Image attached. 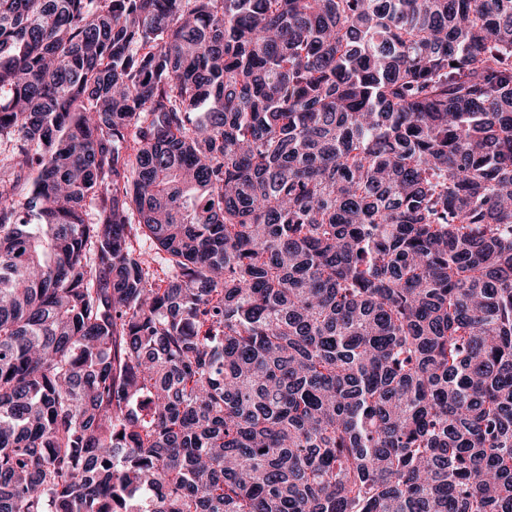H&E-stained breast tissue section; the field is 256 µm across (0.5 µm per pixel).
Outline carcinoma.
I'll use <instances>...</instances> for the list:
<instances>
[{"label":"carcinoma","mask_w":512,"mask_h":512,"mask_svg":"<svg viewBox=\"0 0 512 512\" xmlns=\"http://www.w3.org/2000/svg\"><path fill=\"white\" fill-rule=\"evenodd\" d=\"M0 512H512V0H0Z\"/></svg>","instance_id":"cac0c4a2"}]
</instances>
